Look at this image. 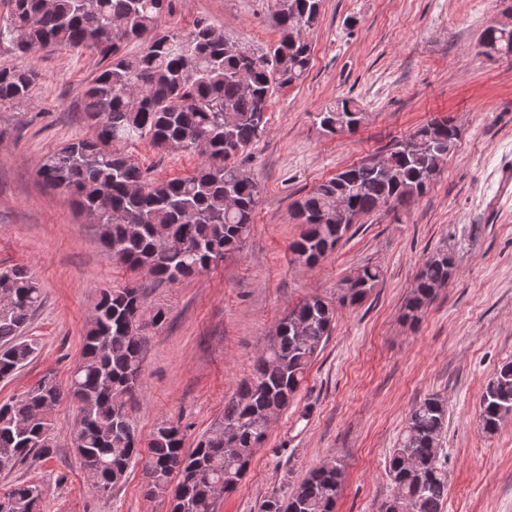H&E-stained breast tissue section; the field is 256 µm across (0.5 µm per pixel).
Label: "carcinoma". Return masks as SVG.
Masks as SVG:
<instances>
[{
  "mask_svg": "<svg viewBox=\"0 0 512 512\" xmlns=\"http://www.w3.org/2000/svg\"><path fill=\"white\" fill-rule=\"evenodd\" d=\"M169 2L6 0L0 47L22 57L54 49L101 56L106 66L84 94L93 134L43 158L37 175L45 186L68 194L80 212L95 216L101 244L124 267L173 285L217 266L248 237L260 187L236 159L265 130L275 91L309 70L311 44L300 29L317 23L323 0H267L279 39L264 51L247 45L241 54L226 53L224 31L207 17L185 30L161 29ZM132 40L144 44L142 53H121V45ZM481 42L512 53V31L490 25ZM35 81V71L26 66L0 69V104L26 100ZM317 119L323 131L335 134L357 127L363 115L353 100L342 99ZM459 138L452 120L435 118L318 185L297 205L302 231L289 245L294 261L318 263L353 218L383 206L410 207L454 155ZM144 140L158 149L177 145L201 162L189 176L152 180L126 152ZM456 271L454 252L438 247L415 276L404 317L418 320ZM381 277L377 266L358 268L342 281L338 304L360 303ZM2 288L11 301L0 305V380L31 361L35 342L23 331L42 297L39 282L24 267L0 271ZM94 310L82 362L67 388L45 375L0 405V473L54 454L52 414L66 397L78 411L74 438L95 491L110 493L141 461L149 493L169 496L170 512H215L213 487L221 483L226 493L237 488L268 437V416L294 399L336 316L335 304L317 295L297 304L256 357L250 377L224 403L223 416L187 451L179 424L160 421L143 447L132 419L146 343L135 326H160L166 312L148 310L136 285L102 291ZM479 408L487 434L512 413L511 359L486 382ZM447 412L442 397L425 396L390 451L386 475L410 512H443L448 469L438 445ZM342 486L343 468L333 456L286 498L266 500L264 512H336ZM43 495L38 483L16 482L0 492V512H37Z\"/></svg>",
  "mask_w": 512,
  "mask_h": 512,
  "instance_id": "1",
  "label": "carcinoma"
}]
</instances>
